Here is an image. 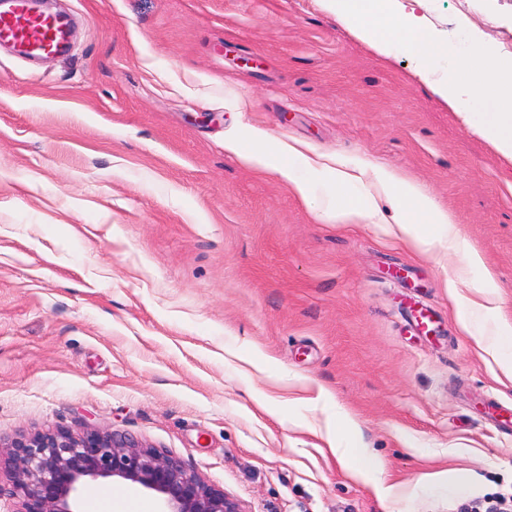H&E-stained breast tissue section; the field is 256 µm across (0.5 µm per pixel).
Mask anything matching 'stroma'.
<instances>
[{"instance_id":"stroma-1","label":"stroma","mask_w":512,"mask_h":512,"mask_svg":"<svg viewBox=\"0 0 512 512\" xmlns=\"http://www.w3.org/2000/svg\"><path fill=\"white\" fill-rule=\"evenodd\" d=\"M73 49L0 47V445L90 425L179 459L242 512L512 508V384L390 224H328L224 137L254 127L380 164L451 210L512 320V162L322 0H51ZM512 52V0H430ZM429 312L431 332L415 325ZM287 375L329 401H293ZM355 414L383 501L323 446ZM453 497L420 487L442 468Z\"/></svg>"}]
</instances>
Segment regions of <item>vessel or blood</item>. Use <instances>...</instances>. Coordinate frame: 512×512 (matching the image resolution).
I'll return each mask as SVG.
<instances>
[{"label":"vessel or blood","instance_id":"b4317fda","mask_svg":"<svg viewBox=\"0 0 512 512\" xmlns=\"http://www.w3.org/2000/svg\"><path fill=\"white\" fill-rule=\"evenodd\" d=\"M66 16L36 9L33 0H0V46L34 58L64 55L69 47Z\"/></svg>","mask_w":512,"mask_h":512}]
</instances>
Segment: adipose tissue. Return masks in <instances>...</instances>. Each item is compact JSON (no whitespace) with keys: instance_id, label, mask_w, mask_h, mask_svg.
<instances>
[{"instance_id":"ef3b65f1","label":"adipose tissue","mask_w":512,"mask_h":512,"mask_svg":"<svg viewBox=\"0 0 512 512\" xmlns=\"http://www.w3.org/2000/svg\"><path fill=\"white\" fill-rule=\"evenodd\" d=\"M427 0H323L324 8L359 40L383 57H391L396 47H403L414 62V73L449 109L462 116L504 159L512 161V53H503L485 42L479 32H471L467 48H459L447 31L439 29L426 13ZM447 67H440V60ZM250 143L230 137L224 141L225 152L244 166L277 176L304 203H311V180L318 177L335 186L333 204L322 209L323 220L340 224H363L379 215L377 194L394 200L393 222L402 240L426 254L437 245L447 244L460 254L465 268L479 270L471 285L470 296H462L456 281L446 288L458 299L463 312L458 324L471 332L474 317H481L487 330L476 339L480 351L490 355L501 375L512 383V323L498 315L494 272L481 253L464 238L452 214L439 205L415 182L381 166L349 169L336 158L310 153L308 148L284 139L268 141L254 130ZM371 177L375 192L357 195L346 188ZM340 426L348 438L339 444L326 441L328 452L336 457L356 480L371 484L380 500L396 495L389 484L383 461L362 454L355 442L360 431L357 418L342 415Z\"/></svg>"}]
</instances>
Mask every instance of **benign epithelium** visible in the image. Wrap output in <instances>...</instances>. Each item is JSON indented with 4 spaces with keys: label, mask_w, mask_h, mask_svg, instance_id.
<instances>
[{
    "label": "benign epithelium",
    "mask_w": 512,
    "mask_h": 512,
    "mask_svg": "<svg viewBox=\"0 0 512 512\" xmlns=\"http://www.w3.org/2000/svg\"><path fill=\"white\" fill-rule=\"evenodd\" d=\"M15 473L10 495L19 512H79L89 481L119 479L157 495L163 512H241L236 501L207 485L180 460L132 439L85 427L22 434L10 444Z\"/></svg>",
    "instance_id": "benign-epithelium-1"
}]
</instances>
